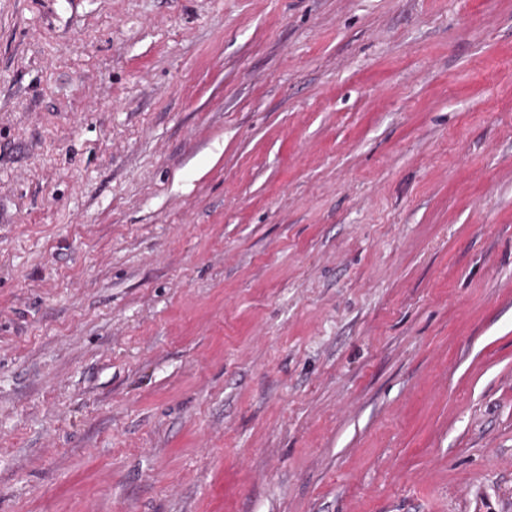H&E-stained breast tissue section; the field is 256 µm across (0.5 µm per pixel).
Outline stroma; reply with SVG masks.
<instances>
[{
	"label": "stroma",
	"mask_w": 512,
	"mask_h": 512,
	"mask_svg": "<svg viewBox=\"0 0 512 512\" xmlns=\"http://www.w3.org/2000/svg\"><path fill=\"white\" fill-rule=\"evenodd\" d=\"M0 512H512V0H0Z\"/></svg>",
	"instance_id": "obj_1"
}]
</instances>
